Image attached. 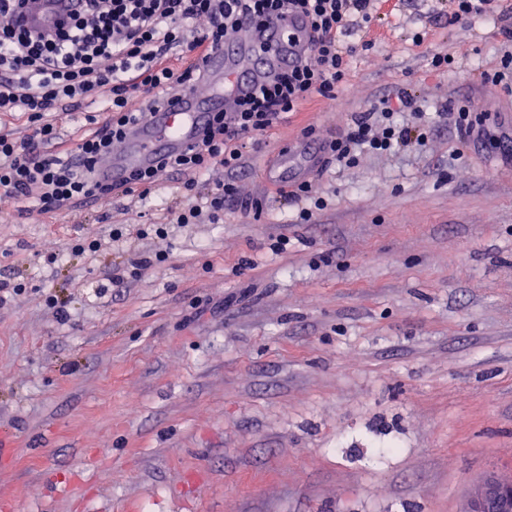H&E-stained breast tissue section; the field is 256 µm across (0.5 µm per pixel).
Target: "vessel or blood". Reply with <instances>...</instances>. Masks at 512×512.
Masks as SVG:
<instances>
[{
  "label": "vessel or blood",
  "instance_id": "b4317fda",
  "mask_svg": "<svg viewBox=\"0 0 512 512\" xmlns=\"http://www.w3.org/2000/svg\"><path fill=\"white\" fill-rule=\"evenodd\" d=\"M71 8L70 0H26L15 16L23 32L56 28ZM307 30L292 16H271L261 29L243 27L223 46L205 52L207 90L184 89L170 95L166 106L128 129L113 153L98 159L95 170L104 184H120L136 171L194 144L211 113L230 110L237 98L265 81L272 70L293 64L306 48ZM319 147L299 138L273 155L266 176L275 183H299L319 169Z\"/></svg>",
  "mask_w": 512,
  "mask_h": 512
}]
</instances>
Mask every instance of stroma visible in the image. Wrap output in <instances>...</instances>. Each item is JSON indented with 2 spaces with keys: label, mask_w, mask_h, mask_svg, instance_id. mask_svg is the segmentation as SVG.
<instances>
[{
  "label": "stroma",
  "mask_w": 512,
  "mask_h": 512,
  "mask_svg": "<svg viewBox=\"0 0 512 512\" xmlns=\"http://www.w3.org/2000/svg\"><path fill=\"white\" fill-rule=\"evenodd\" d=\"M376 10L341 37L336 98L251 150L238 186L254 209L140 240L171 223L179 173L147 200L55 215L0 197V283L26 286L0 302V512H461L484 478L512 480V91L480 79L503 37L449 24L446 0ZM401 92L431 115L470 103L487 142L459 147L443 125L328 167L313 181L327 210L295 223L263 181L270 153ZM82 237L102 250L69 253ZM158 252L163 268L107 286ZM166 261V255L163 253H155L153 257H142L138 260L129 261L127 266L117 269V273H112V277L109 281L112 287H126L127 284L138 281L145 268L161 266ZM121 271H123L122 274Z\"/></svg>",
  "instance_id": "stroma-1"
}]
</instances>
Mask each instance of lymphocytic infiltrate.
I'll return each instance as SVG.
<instances>
[{
	"label": "lymphocytic infiltrate",
	"instance_id": "lymphocytic-infiltrate-1",
	"mask_svg": "<svg viewBox=\"0 0 512 512\" xmlns=\"http://www.w3.org/2000/svg\"><path fill=\"white\" fill-rule=\"evenodd\" d=\"M272 14L299 15L308 22L304 59L276 71L233 111L215 113L195 144L183 153L132 175L130 188L149 193L167 172L186 173L184 206L173 209L181 225L219 223L224 206L238 200L237 177L246 168L248 143L297 111L312 95L335 98L345 78L348 50L338 35L352 16L374 19L372 0H81L66 23L47 34L16 32L10 0H0V112L27 113L24 140L0 133V192L59 211L88 197L108 199L110 188L93 178L97 159L110 153L132 125L160 109L169 92L199 83L191 71L163 62L175 47L194 51L220 44L245 23ZM202 23L188 38L186 24ZM103 100L105 119L70 149H52L57 137L49 115L64 102ZM412 116L397 122V113ZM429 130L410 96L381 99L354 116L345 132L325 139L324 165H353L356 150L387 153L424 145ZM222 167L224 179L203 191L202 175Z\"/></svg>",
	"mask_w": 512,
	"mask_h": 512
}]
</instances>
